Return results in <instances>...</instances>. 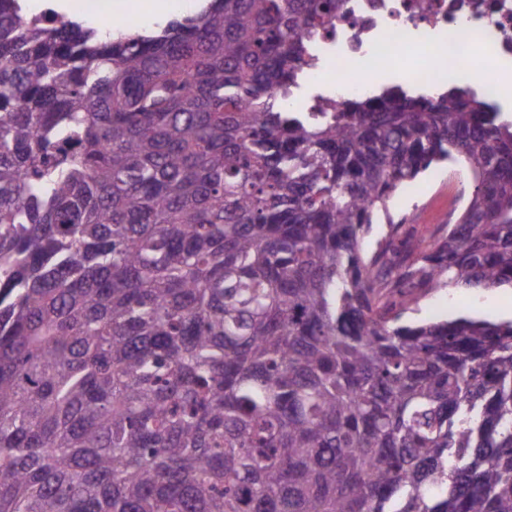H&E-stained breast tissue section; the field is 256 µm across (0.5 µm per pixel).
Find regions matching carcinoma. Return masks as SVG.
<instances>
[{
	"label": "carcinoma",
	"instance_id": "1",
	"mask_svg": "<svg viewBox=\"0 0 512 512\" xmlns=\"http://www.w3.org/2000/svg\"><path fill=\"white\" fill-rule=\"evenodd\" d=\"M343 0L117 38L0 0V512H512V122L451 87L282 95ZM468 167L454 224L367 254ZM448 167L436 168L418 178L411 185L394 193L389 206L397 220L403 217L412 224L418 235L433 230L438 224H448ZM463 316L493 322L512 320V288H447L433 291L406 320L427 322Z\"/></svg>",
	"mask_w": 512,
	"mask_h": 512
}]
</instances>
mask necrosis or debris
<instances>
[{"instance_id":"4bbe7bcc","label":"necrosis or debris","mask_w":512,"mask_h":512,"mask_svg":"<svg viewBox=\"0 0 512 512\" xmlns=\"http://www.w3.org/2000/svg\"><path fill=\"white\" fill-rule=\"evenodd\" d=\"M345 9L312 42L307 89L288 96V109L313 112L324 102L370 96L372 74L408 48L426 60L410 78L426 92L437 84L468 86L472 71L489 61L512 71V0H345ZM443 55L458 67L442 68Z\"/></svg>"}]
</instances>
